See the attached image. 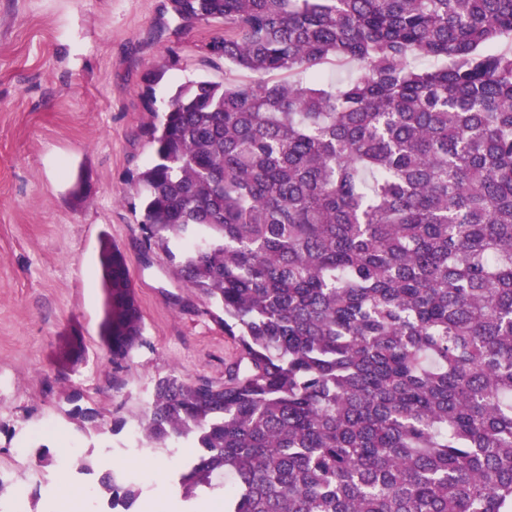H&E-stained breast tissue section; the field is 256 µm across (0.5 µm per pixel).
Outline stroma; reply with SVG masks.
<instances>
[{"instance_id":"35a3bbf8","label":"stroma","mask_w":512,"mask_h":512,"mask_svg":"<svg viewBox=\"0 0 512 512\" xmlns=\"http://www.w3.org/2000/svg\"><path fill=\"white\" fill-rule=\"evenodd\" d=\"M223 31L180 27L168 0H0V512H70L64 489L85 495L109 471L135 475L133 512H180L169 490L195 449L157 471L130 431L158 379L223 382L238 348L147 244L131 177L153 160L146 91L161 109L179 85L223 80L205 50ZM104 237L144 324L117 366L98 335ZM76 404L98 412L99 435L69 418ZM42 445L80 449L92 473L44 465Z\"/></svg>"}]
</instances>
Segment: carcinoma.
<instances>
[{
    "label": "carcinoma",
    "mask_w": 512,
    "mask_h": 512,
    "mask_svg": "<svg viewBox=\"0 0 512 512\" xmlns=\"http://www.w3.org/2000/svg\"><path fill=\"white\" fill-rule=\"evenodd\" d=\"M234 85L179 87L133 177L142 229L239 347L159 379L150 449L224 512H512V0H169ZM435 65L420 68L418 59ZM336 59L360 73L324 82ZM100 340L143 321L99 247ZM130 512L139 490L101 481Z\"/></svg>",
    "instance_id": "obj_1"
}]
</instances>
